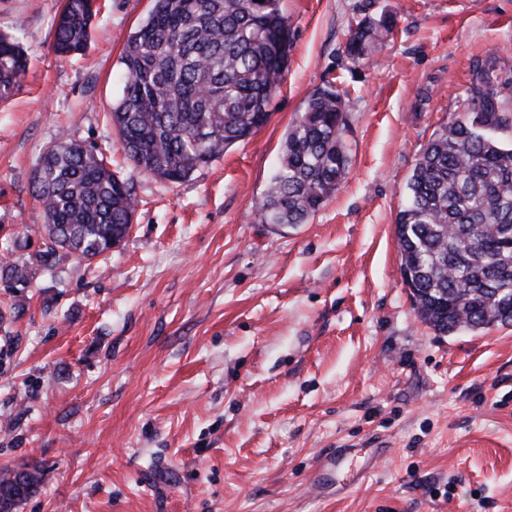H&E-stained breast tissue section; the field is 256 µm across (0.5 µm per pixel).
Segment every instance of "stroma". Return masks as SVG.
<instances>
[{
    "label": "stroma",
    "instance_id": "obj_1",
    "mask_svg": "<svg viewBox=\"0 0 512 512\" xmlns=\"http://www.w3.org/2000/svg\"><path fill=\"white\" fill-rule=\"evenodd\" d=\"M61 5L0 0L30 58L0 102V255L41 249L30 173L59 137L102 152L137 209L106 261L60 252L0 285V471L44 472L16 512H512V326L438 335L395 237L473 65L512 59V0H282L269 122L178 184L135 170L110 120L153 0H99L71 60L52 50ZM384 16L388 40L353 61L352 23ZM329 81L348 93V178L307 223H262L288 128Z\"/></svg>",
    "mask_w": 512,
    "mask_h": 512
}]
</instances>
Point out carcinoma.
I'll return each mask as SVG.
<instances>
[{
	"label": "carcinoma",
	"mask_w": 512,
	"mask_h": 512,
	"mask_svg": "<svg viewBox=\"0 0 512 512\" xmlns=\"http://www.w3.org/2000/svg\"><path fill=\"white\" fill-rule=\"evenodd\" d=\"M96 0H65L54 53L85 54ZM391 22L365 17L346 51L369 58ZM291 34L281 0H154L121 57L122 96L111 120L134 169L175 184L224 156L270 120L288 69ZM29 66L27 52L0 34V102ZM344 94L315 88L288 130L282 163L259 204L265 224H305L349 174ZM512 62L491 56L472 70L460 113L440 126L416 160L395 235L417 317L440 335L512 325ZM30 184L40 204L45 249L4 266L13 285L30 283L64 250L77 263L108 256L129 235L132 185L104 156L64 136L41 156ZM10 505L31 495L41 471Z\"/></svg>",
	"instance_id": "cac0c4a2"
}]
</instances>
